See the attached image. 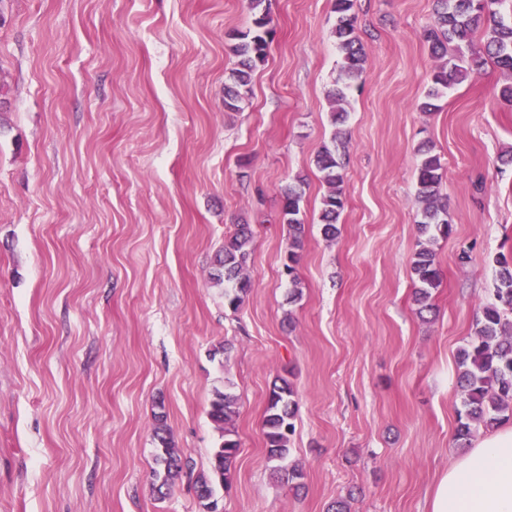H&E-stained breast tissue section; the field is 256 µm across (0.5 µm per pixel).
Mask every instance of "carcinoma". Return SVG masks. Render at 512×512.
Returning <instances> with one entry per match:
<instances>
[{"instance_id": "obj_1", "label": "carcinoma", "mask_w": 512, "mask_h": 512, "mask_svg": "<svg viewBox=\"0 0 512 512\" xmlns=\"http://www.w3.org/2000/svg\"><path fill=\"white\" fill-rule=\"evenodd\" d=\"M501 0H434L435 24L427 29L424 39L431 54L441 60L432 76L433 85L427 93L422 108L426 112L437 109L434 101L453 86L470 76H478L489 63L512 73V18L500 14ZM336 12V41L342 56V70L349 78L356 77L363 69L365 53L358 36L357 17L353 11L354 0H333ZM271 18L264 10L254 15L252 28L236 34L231 50L238 58L233 73V83L224 87V108L240 109L242 89L251 83L257 67L265 63L271 33ZM483 33V47L475 46L477 33ZM316 166L328 187L322 199L319 215L322 234L328 241L336 240L337 224L344 210L342 191L343 163L336 141L324 145L315 158ZM442 180V163L431 149L420 150L417 167V201L421 204L422 234L434 239L447 237L452 232L448 210L439 204V187ZM303 193L295 186L284 191L282 222L288 225L289 249L284 263L286 275L296 282V265L305 232L301 202ZM252 232L249 225L239 224L234 234L224 242L222 254L216 260V279L224 282V296L228 305L235 308L241 295L250 288L245 274L249 258L248 245ZM415 277L416 301L421 310H432L429 302L431 289L441 282V271L434 251L427 243H420L412 265ZM495 296L497 302L481 308L476 336L459 350L458 384L463 392V409L457 413L455 437L464 445L479 428L501 423L512 418V260H498ZM295 392L291 384L280 379L272 385L268 397L266 416L263 421L264 437L269 461H277L273 467L277 477L293 484L303 478L295 468L280 465L289 453L288 438L294 431ZM236 398L228 393L216 392L211 402L209 417L222 433V442L213 449L211 467L196 479V493L205 512H218L217 488L231 484L234 464L239 452V442L232 438L231 429ZM160 433L154 471L157 491L172 486L182 470L181 451L172 440Z\"/></svg>"}]
</instances>
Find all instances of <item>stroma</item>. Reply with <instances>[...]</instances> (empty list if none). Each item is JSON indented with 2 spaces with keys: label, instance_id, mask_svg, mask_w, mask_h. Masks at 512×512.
Here are the masks:
<instances>
[{
  "label": "stroma",
  "instance_id": "1",
  "mask_svg": "<svg viewBox=\"0 0 512 512\" xmlns=\"http://www.w3.org/2000/svg\"><path fill=\"white\" fill-rule=\"evenodd\" d=\"M269 8L267 60L228 112L249 0H0V512H203L194 485L227 385L239 453L222 512H427L460 453L457 354L512 257V105L496 96L512 75L487 66L426 112L434 0H355L366 57L352 81L333 0ZM336 130L346 205L329 242L315 156ZM424 145L453 232L432 245L442 277L422 316ZM296 182L294 284L279 219ZM240 224L252 286L232 308L211 275ZM278 378L296 391L297 490L267 462ZM160 424L185 461L162 498Z\"/></svg>",
  "mask_w": 512,
  "mask_h": 512
}]
</instances>
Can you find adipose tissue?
<instances>
[{
  "instance_id": "ef3b65f1",
  "label": "adipose tissue",
  "mask_w": 512,
  "mask_h": 512,
  "mask_svg": "<svg viewBox=\"0 0 512 512\" xmlns=\"http://www.w3.org/2000/svg\"><path fill=\"white\" fill-rule=\"evenodd\" d=\"M428 512H512V426L490 429L444 469Z\"/></svg>"
}]
</instances>
